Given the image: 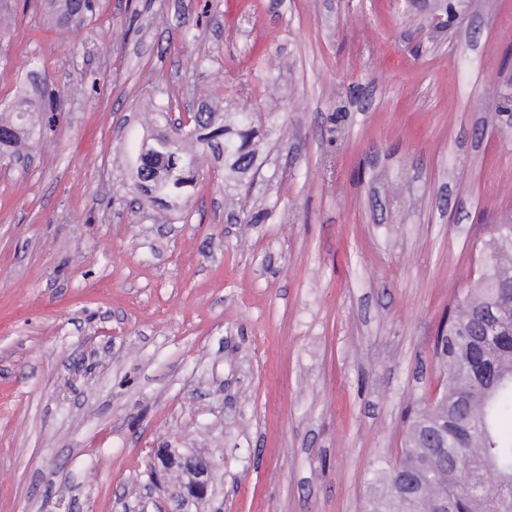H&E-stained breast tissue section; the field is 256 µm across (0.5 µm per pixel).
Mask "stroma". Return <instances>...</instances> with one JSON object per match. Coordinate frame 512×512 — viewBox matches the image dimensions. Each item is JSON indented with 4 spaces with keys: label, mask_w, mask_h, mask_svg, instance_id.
Segmentation results:
<instances>
[{
    "label": "stroma",
    "mask_w": 512,
    "mask_h": 512,
    "mask_svg": "<svg viewBox=\"0 0 512 512\" xmlns=\"http://www.w3.org/2000/svg\"><path fill=\"white\" fill-rule=\"evenodd\" d=\"M1 12L0 101L60 102L0 169V512H163L185 484L153 483V448L217 465L184 512H364L512 224V0H99L77 31L39 0ZM206 87L255 113L253 167L203 155L188 219L131 211L140 113Z\"/></svg>",
    "instance_id": "1"
}]
</instances>
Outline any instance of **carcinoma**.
<instances>
[{"label":"carcinoma","mask_w":512,"mask_h":512,"mask_svg":"<svg viewBox=\"0 0 512 512\" xmlns=\"http://www.w3.org/2000/svg\"><path fill=\"white\" fill-rule=\"evenodd\" d=\"M96 6V0H45L48 18L67 30L84 27ZM47 107V99L25 94L0 104L1 160L17 164L29 157L39 113ZM196 113L191 125L173 134L144 135L131 161L145 202L171 213L200 182V154L232 159L233 173L253 166L248 133L230 131L224 116L207 105ZM492 239L498 244L483 245L485 270L449 309L434 341L443 388L413 413L397 457L374 470L366 512H429L436 498L446 501L447 512H512V431L502 428L512 418V299L501 300L498 291L512 284V225L497 228ZM433 432L443 434L448 447H431ZM488 467L502 476L495 487L481 480Z\"/></svg>","instance_id":"carcinoma-1"}]
</instances>
